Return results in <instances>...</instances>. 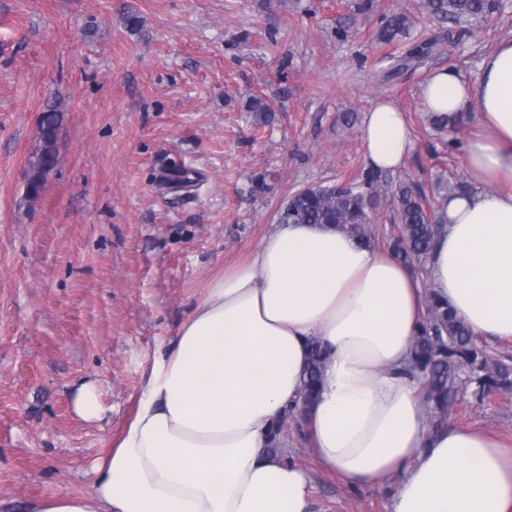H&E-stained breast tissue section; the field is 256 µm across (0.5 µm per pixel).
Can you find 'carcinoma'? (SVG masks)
I'll list each match as a JSON object with an SVG mask.
<instances>
[{"label": "carcinoma", "instance_id": "obj_1", "mask_svg": "<svg viewBox=\"0 0 512 512\" xmlns=\"http://www.w3.org/2000/svg\"><path fill=\"white\" fill-rule=\"evenodd\" d=\"M426 11L439 22L462 23L486 19L496 10V0H425ZM411 20L405 13H393L377 32L381 44H392L409 34ZM439 51L433 37L416 39L406 44L405 52L390 67L392 71L417 67ZM62 113L56 106L43 112L39 126L41 146L30 162L28 191L31 198L39 196L48 174L57 164L56 140ZM161 185L190 182L185 170L169 162L159 177ZM388 185L373 169L359 172L352 182L343 185L309 186L291 195L277 211L279 224H331L367 244L373 242L369 211L387 196ZM393 219L401 225L392 238L390 252L407 265L425 266L441 230L440 217L425 204L424 196L413 186L401 184L392 192ZM426 315L418 336L414 338L405 372L423 375L420 397L424 410L430 414L429 425L438 430L448 427V412L459 398L484 403L495 394L512 393V356L494 355L482 344L472 328L447 303L433 293L425 297ZM327 353L312 343L306 365V379L301 403L284 410L272 422L267 450L273 455L283 451L284 425L292 419L301 425L307 419Z\"/></svg>", "mask_w": 512, "mask_h": 512}]
</instances>
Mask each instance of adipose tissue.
Instances as JSON below:
<instances>
[{
    "instance_id": "1",
    "label": "adipose tissue",
    "mask_w": 512,
    "mask_h": 512,
    "mask_svg": "<svg viewBox=\"0 0 512 512\" xmlns=\"http://www.w3.org/2000/svg\"><path fill=\"white\" fill-rule=\"evenodd\" d=\"M473 96L486 128L464 147L476 188L441 204L429 289L474 332L512 341V41L483 59L478 85L446 66L421 89L429 112H460ZM363 137L381 171L413 148L388 98L367 112ZM423 291L391 253L343 231L276 225L155 355L92 495L37 499L27 512H311L308 471L265 445L315 341L329 354L307 417L322 467L353 489L395 480L391 512H512V456L487 434L429 431L420 382L400 371Z\"/></svg>"
}]
</instances>
